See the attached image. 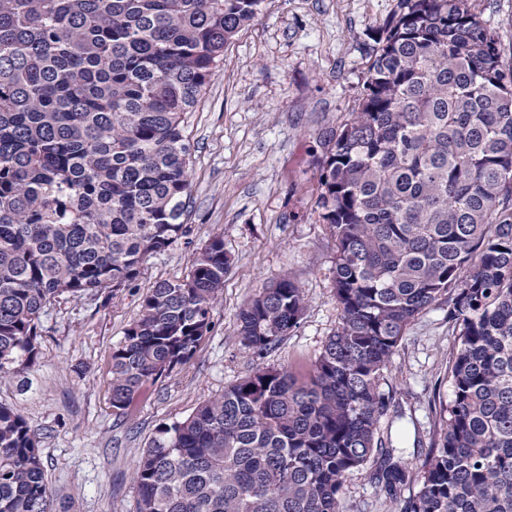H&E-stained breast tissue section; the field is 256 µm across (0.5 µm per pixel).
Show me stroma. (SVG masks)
Wrapping results in <instances>:
<instances>
[{
    "mask_svg": "<svg viewBox=\"0 0 512 512\" xmlns=\"http://www.w3.org/2000/svg\"><path fill=\"white\" fill-rule=\"evenodd\" d=\"M397 0H264L254 23L224 49L206 93L189 113L193 149L189 235L149 255L134 290L112 299L62 297L41 316L34 366L0 376V404L37 430L55 512H135L136 463L157 426L181 420L258 364L305 373L339 321L333 244L316 208L322 134L357 104L374 31ZM220 236L232 259L212 309L213 330L193 359L147 385L128 413L112 407V348L157 282L182 279L198 248ZM293 279L307 307L299 326L263 358L240 342L238 314L262 286ZM448 303L408 327L384 373L391 395L378 434L397 461L419 467L437 412L451 398L457 344ZM343 512H397L365 469L347 479Z\"/></svg>",
    "mask_w": 512,
    "mask_h": 512,
    "instance_id": "35a3bbf8",
    "label": "stroma"
}]
</instances>
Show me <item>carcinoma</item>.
Masks as SVG:
<instances>
[{"instance_id": "1", "label": "carcinoma", "mask_w": 512, "mask_h": 512, "mask_svg": "<svg viewBox=\"0 0 512 512\" xmlns=\"http://www.w3.org/2000/svg\"><path fill=\"white\" fill-rule=\"evenodd\" d=\"M264 0H0V372L35 363L63 295L132 289L147 255L188 235L185 114ZM317 207L340 310L306 380L258 367L159 426L136 512H342L377 437L408 325L441 299L459 329L417 490L399 512H512V56L470 0H397L348 118L321 140ZM231 259L208 239L189 274L142 296L112 349V408L186 365ZM306 308L290 278L239 313L262 358ZM38 434L0 405V512H53Z\"/></svg>"}]
</instances>
